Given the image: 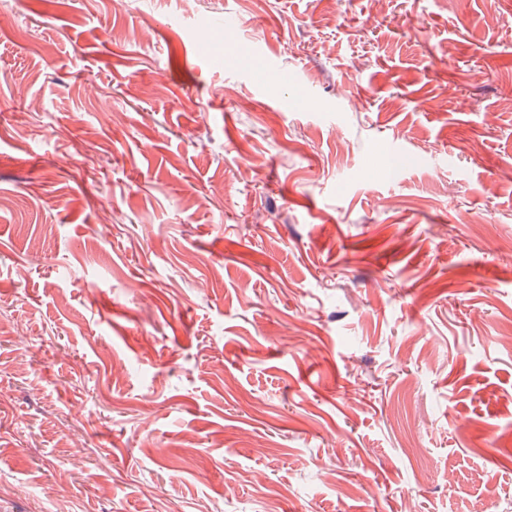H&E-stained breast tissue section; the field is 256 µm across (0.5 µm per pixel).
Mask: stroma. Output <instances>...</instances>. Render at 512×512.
I'll return each mask as SVG.
<instances>
[{
	"label": "stroma",
	"mask_w": 512,
	"mask_h": 512,
	"mask_svg": "<svg viewBox=\"0 0 512 512\" xmlns=\"http://www.w3.org/2000/svg\"><path fill=\"white\" fill-rule=\"evenodd\" d=\"M376 507L512 512V0H0V512Z\"/></svg>",
	"instance_id": "35a3bbf8"
}]
</instances>
